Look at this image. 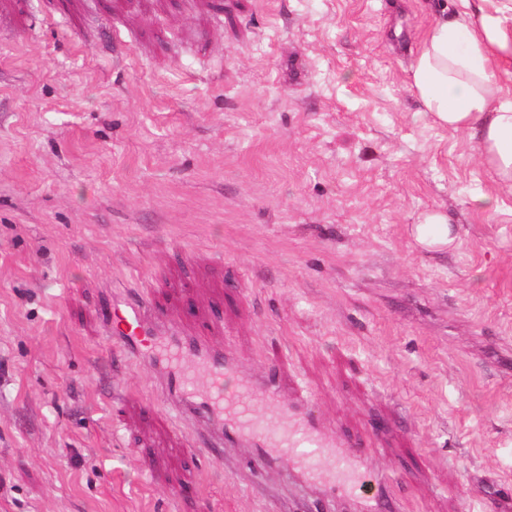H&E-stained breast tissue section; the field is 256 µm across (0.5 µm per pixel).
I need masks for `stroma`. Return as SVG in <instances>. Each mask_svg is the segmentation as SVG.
Masks as SVG:
<instances>
[{
    "mask_svg": "<svg viewBox=\"0 0 512 512\" xmlns=\"http://www.w3.org/2000/svg\"><path fill=\"white\" fill-rule=\"evenodd\" d=\"M458 6L0 0V512H286L112 335L132 297L295 376L399 512H512V189L409 86ZM417 246L428 252L455 248L459 243L458 226L449 224L448 217L440 211L423 215L422 222L413 230Z\"/></svg>",
    "mask_w": 512,
    "mask_h": 512,
    "instance_id": "35a3bbf8",
    "label": "stroma"
}]
</instances>
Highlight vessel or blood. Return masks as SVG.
Returning a JSON list of instances; mask_svg holds the SVG:
<instances>
[{
    "instance_id": "1",
    "label": "vessel or blood",
    "mask_w": 512,
    "mask_h": 512,
    "mask_svg": "<svg viewBox=\"0 0 512 512\" xmlns=\"http://www.w3.org/2000/svg\"><path fill=\"white\" fill-rule=\"evenodd\" d=\"M111 330L155 362L161 390L203 447L255 448L263 465L286 467L290 478L332 482L343 490L347 512H398L385 492L387 476L371 466L369 447L324 432L304 392L282 399L273 381L245 376L210 334L186 332L143 301L114 308ZM229 378L237 384L228 389Z\"/></svg>"
}]
</instances>
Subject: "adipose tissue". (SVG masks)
<instances>
[{"label": "adipose tissue", "mask_w": 512, "mask_h": 512, "mask_svg": "<svg viewBox=\"0 0 512 512\" xmlns=\"http://www.w3.org/2000/svg\"><path fill=\"white\" fill-rule=\"evenodd\" d=\"M462 10L438 14L409 65V82L425 114L439 125L477 141L482 165L512 188V0L495 10L485 0H461ZM428 252L455 248L456 225L439 211L424 214L413 230Z\"/></svg>", "instance_id": "obj_1"}]
</instances>
